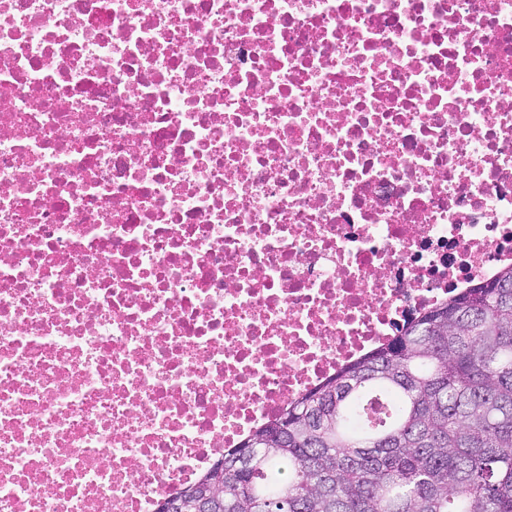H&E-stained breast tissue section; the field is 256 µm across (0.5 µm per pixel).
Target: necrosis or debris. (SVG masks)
Masks as SVG:
<instances>
[{
  "mask_svg": "<svg viewBox=\"0 0 512 512\" xmlns=\"http://www.w3.org/2000/svg\"><path fill=\"white\" fill-rule=\"evenodd\" d=\"M512 266V0H0V512H157Z\"/></svg>",
  "mask_w": 512,
  "mask_h": 512,
  "instance_id": "4bbe7bcc",
  "label": "necrosis or debris"
}]
</instances>
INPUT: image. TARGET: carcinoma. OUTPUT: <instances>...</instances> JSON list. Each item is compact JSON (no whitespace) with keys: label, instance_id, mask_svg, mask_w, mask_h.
<instances>
[{"label":"carcinoma","instance_id":"obj_1","mask_svg":"<svg viewBox=\"0 0 512 512\" xmlns=\"http://www.w3.org/2000/svg\"><path fill=\"white\" fill-rule=\"evenodd\" d=\"M288 421V443L267 435ZM173 500L192 512H512V267L291 404Z\"/></svg>","mask_w":512,"mask_h":512}]
</instances>
